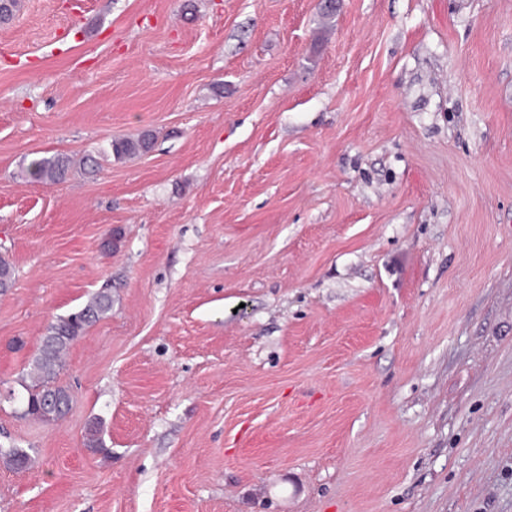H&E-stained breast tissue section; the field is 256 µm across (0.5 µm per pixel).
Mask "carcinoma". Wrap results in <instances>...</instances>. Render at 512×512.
<instances>
[{"label": "carcinoma", "instance_id": "cac0c4a2", "mask_svg": "<svg viewBox=\"0 0 512 512\" xmlns=\"http://www.w3.org/2000/svg\"><path fill=\"white\" fill-rule=\"evenodd\" d=\"M153 143L152 134L144 132L136 138H118L111 142L113 155L118 159L129 158L148 152ZM70 161L66 157L46 158L36 164V174L45 182L56 183L66 178ZM112 311V295L101 292L93 296L79 311L52 323L37 354L28 362L23 384L26 396L21 415L45 422L63 418L71 409L73 397L69 390L56 384L62 369V358L85 332L88 326ZM0 461L21 470L31 462V456L23 448L0 447Z\"/></svg>", "mask_w": 512, "mask_h": 512}]
</instances>
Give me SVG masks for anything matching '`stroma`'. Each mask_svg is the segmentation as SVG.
Returning <instances> with one entry per match:
<instances>
[{"instance_id":"35a3bbf8","label":"stroma","mask_w":512,"mask_h":512,"mask_svg":"<svg viewBox=\"0 0 512 512\" xmlns=\"http://www.w3.org/2000/svg\"><path fill=\"white\" fill-rule=\"evenodd\" d=\"M0 253V512H512V0H20ZM153 143L152 134L144 132L136 138H118L112 140L111 149L118 159L129 158L148 152ZM69 167L66 157L46 158L36 164V174L45 182L56 183L66 178ZM111 310L112 295L101 292L78 312L60 318L48 327L37 354L27 364L26 377L22 378L27 395L21 415L55 422L69 412L73 397L66 387L57 385L55 381L62 369V358L88 326ZM26 378L30 384H26Z\"/></svg>"}]
</instances>
